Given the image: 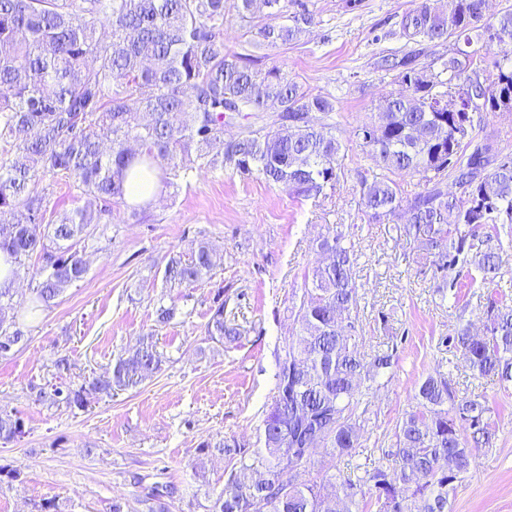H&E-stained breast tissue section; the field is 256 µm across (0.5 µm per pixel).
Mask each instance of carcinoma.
I'll return each mask as SVG.
<instances>
[{
	"mask_svg": "<svg viewBox=\"0 0 512 512\" xmlns=\"http://www.w3.org/2000/svg\"><path fill=\"white\" fill-rule=\"evenodd\" d=\"M266 21L257 22L256 0H0V249L14 263L36 253L42 267L31 308L47 307L86 265L67 242L99 223L87 209L47 213L40 178L66 175L89 195L124 204L130 171L156 174L172 185L185 161L198 167L229 164L283 185L296 198L317 199L337 179L344 158L331 118L333 103L305 90L288 73L263 59L226 47L224 14L235 12L246 32L269 46L297 40L313 14L303 0H263ZM485 0H420L400 21L409 42L464 44L439 67L420 63L413 50L384 56L379 66L397 72L404 91L385 97L354 137L370 161L359 206L368 223L406 212L400 233L443 271L460 257L475 259L470 284L494 282L501 270L498 225L512 224V153L503 155L484 131V116L512 112V10L484 20ZM498 46L496 58L472 48ZM270 112L272 121L224 141V113ZM413 171L424 187L409 196L391 175ZM468 190L459 196L448 183ZM321 249L335 261L305 276L290 317L298 331L278 355L275 393L260 425L265 471L248 481L249 451L236 442L204 441L197 451L227 460L224 486L207 512H359L370 499L373 512H448L475 451L492 444L493 409L479 395H459L442 370L425 377L415 405L397 423L395 447L377 465L333 474L315 469V456L351 461L360 448L364 405L393 355L359 349V306L354 281L356 254L336 230ZM216 266L203 241L188 260L172 258L165 281H199ZM13 288L0 286V342L17 345L16 316L7 317ZM480 336L458 328L448 342L469 369L512 383V303L488 298ZM212 341L234 343L240 332L224 320V304L205 329ZM153 344L142 340L118 356L110 373L77 389L56 387L53 400L87 406L135 386L161 369ZM23 421L0 412V440L23 434ZM294 473L286 479L284 474ZM145 512H170L183 496L173 481L133 476Z\"/></svg>",
	"mask_w": 512,
	"mask_h": 512,
	"instance_id": "obj_1",
	"label": "carcinoma"
}]
</instances>
